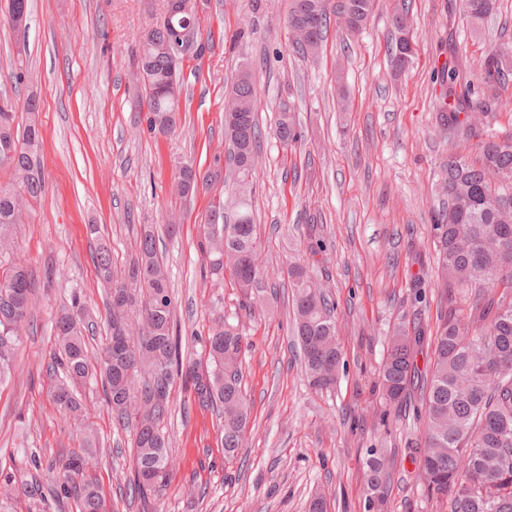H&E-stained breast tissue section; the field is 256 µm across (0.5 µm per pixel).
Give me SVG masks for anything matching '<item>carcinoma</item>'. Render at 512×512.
Returning a JSON list of instances; mask_svg holds the SVG:
<instances>
[{
    "label": "carcinoma",
    "instance_id": "carcinoma-1",
    "mask_svg": "<svg viewBox=\"0 0 512 512\" xmlns=\"http://www.w3.org/2000/svg\"><path fill=\"white\" fill-rule=\"evenodd\" d=\"M9 25L28 29L29 0H13ZM495 0H454L452 15L478 26L494 11ZM375 0H291L288 29L294 47L315 52L330 24L341 19L346 30H362ZM181 15H161L139 41L134 62L140 72L147 106V129L167 135L177 128L184 91L182 57L168 53ZM396 32L390 56L399 68L410 63L413 49L408 14L393 18ZM440 68L441 95L438 126L449 136L479 138L480 158L474 162L448 155L446 177L440 186L448 207L433 225L439 244L435 267L441 311L437 315L433 363L419 378L415 357L425 339L424 327H399L391 336L378 371V387L390 407L401 406L409 388L421 385L424 429L418 470L426 495L448 512H512V204L490 182L512 180V137L499 138L468 127L469 113L477 109L474 82L453 48ZM512 76V46L486 56L481 82L495 89ZM258 93L251 69L242 67L228 96L240 117L224 122L233 169L232 218L224 219V199H213L203 224L198 248L210 276L221 280L229 272L240 289L243 304H262L259 288L264 264L258 249L252 197L256 191L257 144L262 138L257 119ZM24 120L16 107L0 110V153L13 151L8 163L11 180L0 184V381L10 374L21 328L27 320L34 280L18 257L17 228L28 222L31 202L46 186L41 164L40 104L29 93L22 103ZM275 135L286 148L302 138L293 112H282ZM224 181V170L205 173L193 163H183L173 190L192 199ZM96 269L108 286L105 299L106 343L96 364L89 360L86 331L93 316L77 297L61 308L54 324V350L49 371L55 377L53 398L60 410L78 417L83 408L79 383L100 377L115 422L134 432L133 474L129 479L143 500H158L169 484L174 459L164 433L170 391L179 378L198 403L223 419L224 458L238 456L249 418L241 385L242 335L219 321L203 339L208 366L198 368L181 358L179 336L173 321L174 298L168 270L159 260L151 226L141 230L134 256L121 276L112 267L111 246L97 241ZM292 291L293 323L304 371L313 388L329 391L344 369L336 337L334 304L312 280L306 265L288 264ZM99 439L87 428L81 452L54 464V493L71 500L78 512H108L96 480L84 473L85 458L97 453ZM367 512L382 507L390 482L389 459L377 448L367 450Z\"/></svg>",
    "mask_w": 512,
    "mask_h": 512
}]
</instances>
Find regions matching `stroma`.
<instances>
[{
	"label": "stroma",
	"instance_id": "obj_1",
	"mask_svg": "<svg viewBox=\"0 0 512 512\" xmlns=\"http://www.w3.org/2000/svg\"><path fill=\"white\" fill-rule=\"evenodd\" d=\"M163 4L32 0L22 38L0 20V101L40 92L46 175L29 222L17 230L35 288L12 375L0 383V512H77L48 495L29 498L3 478L24 473L48 491L52 461L79 450L78 422L51 397L54 318L80 295L97 322L88 346L101 350L107 327L96 241L108 240L114 267L123 268L144 224L153 226L169 270L183 357L200 359V338L215 319L242 333L250 418L238 456L225 459L221 420L175 382L166 433L176 468L165 496L146 503L128 489L132 432L116 426L100 380L81 384L85 419L101 441L92 472L112 512H306L319 490L328 492L331 512H365L370 448L392 461L385 512H440L418 476L419 390L399 411L386 406L374 382L395 328L436 321L439 186L449 154L477 155L474 140L446 137L436 125L437 71L449 47L475 75L490 51L511 44L512 0H497L477 27L449 20V0H378L358 33L331 22L312 56L292 46L290 0H205L200 32L214 42L205 58L184 64L187 97L167 137L148 132L131 75L140 33ZM402 10L416 55L398 72L388 48L392 17ZM21 62L30 80L19 85L13 73ZM245 62L253 65L264 130L253 210L265 288L262 306L252 310L232 278L214 281L203 268L197 244L211 193L187 202L171 190L182 162L204 171L226 159L224 103ZM287 107L302 131L293 150L273 134ZM171 214L179 221L174 235L166 231ZM92 224L98 236H90ZM294 257L335 305L347 368L328 393L309 387L300 362L288 281ZM50 264L56 273L49 282ZM32 454L39 467L27 466Z\"/></svg>",
	"mask_w": 512,
	"mask_h": 512
}]
</instances>
